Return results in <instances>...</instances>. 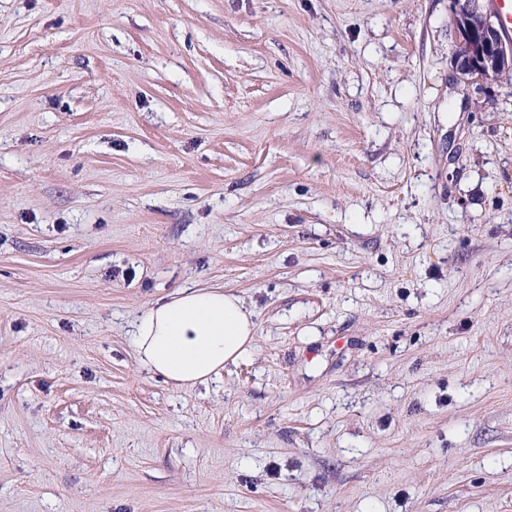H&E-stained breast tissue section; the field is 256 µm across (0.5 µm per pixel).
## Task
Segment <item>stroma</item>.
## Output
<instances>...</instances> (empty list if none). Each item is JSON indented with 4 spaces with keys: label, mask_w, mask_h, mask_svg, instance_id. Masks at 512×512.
Instances as JSON below:
<instances>
[{
    "label": "stroma",
    "mask_w": 512,
    "mask_h": 512,
    "mask_svg": "<svg viewBox=\"0 0 512 512\" xmlns=\"http://www.w3.org/2000/svg\"><path fill=\"white\" fill-rule=\"evenodd\" d=\"M451 0H0V512H512V77ZM221 285L176 388L132 323ZM454 3H456L455 11L459 13L484 17V22L478 29L476 28L479 21L472 17L462 15L454 20L452 19L461 38L471 30L476 29L472 32L468 44L463 40L459 42L463 49L458 50V53L471 70L478 74L473 77L474 73L471 70L466 71L464 65H461L462 75L467 79L473 77L470 82L481 86L483 83L482 74L487 69L497 68L503 61L512 59V45L505 42L500 30L491 20V16L484 13L483 0H454ZM509 71H512V66L502 65L497 69H489L483 74V77L485 82L495 80L498 76ZM253 312L223 287L181 288L138 317L137 361L177 387L205 384L253 347Z\"/></svg>",
    "instance_id": "obj_1"
}]
</instances>
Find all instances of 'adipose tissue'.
<instances>
[{
	"instance_id": "obj_1",
	"label": "adipose tissue",
	"mask_w": 512,
	"mask_h": 512,
	"mask_svg": "<svg viewBox=\"0 0 512 512\" xmlns=\"http://www.w3.org/2000/svg\"><path fill=\"white\" fill-rule=\"evenodd\" d=\"M253 313L221 287L182 288L138 317L131 336L140 364L178 387L204 384L250 352Z\"/></svg>"
}]
</instances>
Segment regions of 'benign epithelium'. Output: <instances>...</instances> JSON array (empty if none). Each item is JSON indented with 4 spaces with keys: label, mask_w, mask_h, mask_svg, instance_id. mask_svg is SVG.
I'll use <instances>...</instances> for the list:
<instances>
[{
    "label": "benign epithelium",
    "mask_w": 512,
    "mask_h": 512,
    "mask_svg": "<svg viewBox=\"0 0 512 512\" xmlns=\"http://www.w3.org/2000/svg\"><path fill=\"white\" fill-rule=\"evenodd\" d=\"M455 11L471 16H482L484 22L472 32L469 42H459L462 50L459 55L477 76L470 82L482 84V74L489 68H497L507 60L512 59V45L505 42L500 30L484 13L483 0H454Z\"/></svg>",
    "instance_id": "7a95c632"
}]
</instances>
